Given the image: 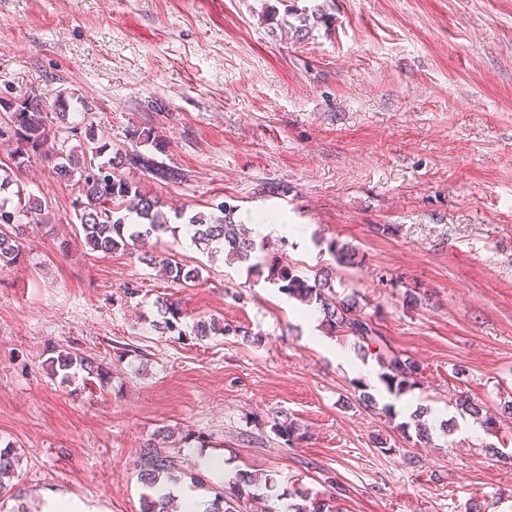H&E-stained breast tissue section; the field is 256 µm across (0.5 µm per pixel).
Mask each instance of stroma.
<instances>
[{
	"instance_id": "obj_1",
	"label": "stroma",
	"mask_w": 512,
	"mask_h": 512,
	"mask_svg": "<svg viewBox=\"0 0 512 512\" xmlns=\"http://www.w3.org/2000/svg\"><path fill=\"white\" fill-rule=\"evenodd\" d=\"M318 2L333 24L299 41L269 33L262 13L278 0H0V97L77 95L70 122L116 148L129 127L154 129L164 149L139 151L184 179L131 170L171 217L145 248L202 269L174 284L134 254L89 250L73 187L39 160L15 172L50 221L23 225V257L0 271V448L20 456L21 491L0 512H42L47 491L87 512H142L139 452L162 428L182 471L217 488L242 469L280 493L339 485L340 512H512V418L499 410L512 397V0ZM222 202L242 224L302 225L266 234L263 253L301 276L331 263L330 241L356 247L334 289L420 364L407 397L428 410L429 443L402 433L411 412L353 338L325 335L264 277L196 249L178 212ZM160 296L184 335L154 329ZM209 318L263 341L194 339ZM59 350L94 357L110 381L51 378ZM461 392L495 432L459 415ZM280 412L305 442L276 435ZM188 432L205 448L180 444ZM204 456L223 472L201 470Z\"/></svg>"
}]
</instances>
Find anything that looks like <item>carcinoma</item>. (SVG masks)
I'll list each match as a JSON object with an SVG mask.
<instances>
[{
  "label": "carcinoma",
  "instance_id": "1",
  "mask_svg": "<svg viewBox=\"0 0 512 512\" xmlns=\"http://www.w3.org/2000/svg\"><path fill=\"white\" fill-rule=\"evenodd\" d=\"M288 16L298 20V24L288 23L295 38L304 39L312 27L330 23L324 9L316 5L311 9L291 6ZM23 111L18 113L14 127L0 130V138L15 143L12 160L13 168L0 173V191L11 186L12 169L22 168L34 159H45L53 164L59 179L73 182L77 197L73 210L84 234V243L93 251L112 253L119 249H131L153 237L160 238L172 230L164 211L162 200L142 189L139 183L125 175V170L143 169L162 181H176L184 178L180 172L158 165L150 157L136 149H112V143L99 136L94 125L83 129L69 125L68 108L70 100L60 94L47 98L32 94L22 100ZM58 124L68 136L62 139L60 149L51 155L46 154L45 146L51 136L53 124ZM128 138L135 144L152 143L154 148H162L153 129L132 127L127 131ZM78 138V144L67 146L69 137ZM49 205L42 198L17 189L11 196L0 200V270L9 268L22 258V246L17 234L9 231L12 218L21 217L28 224H43L48 218ZM234 207L224 202L217 205L215 212H197L185 224V232L192 242L214 257L224 253L226 260L246 266L249 272H267L265 280L278 286L289 296L308 305H316L322 315L326 333L334 336L351 337L358 347L374 352L381 368V379L388 391L401 396L417 385L421 374L420 365L402 351L387 343L372 318L361 315L358 299L337 296L333 286V270L328 267L318 273L313 281L297 275L292 267L284 262L273 260L268 265L259 262L258 252L264 244L244 234L239 224L233 220ZM327 250L334 261L345 266L358 263L356 249L347 243L331 241ZM140 259L146 265L159 269L162 275L173 283H194L199 280L198 268L188 267L174 253L145 252ZM160 320L155 327L160 330L175 331L179 328L180 312L174 303L164 299L156 301ZM240 335L250 343H262V336L243 328L230 329L214 321L201 320L193 327V335L202 341L212 334L228 331ZM47 369L53 377L71 381L80 373L94 375L104 381L109 370L96 360L76 352L61 350L51 358ZM456 405L468 414L482 418L487 429L495 426V421L481 417L482 409L468 398L456 399ZM273 428L287 445H294L305 437L301 426L283 414L276 417ZM169 433L159 432L140 451V482L143 512H169L171 497L157 493L159 480L173 478L177 464L166 454ZM16 457L9 451L0 450V494L7 490L4 479L13 474ZM272 488V479L262 478L250 472H238L224 480L222 490L215 492L213 505L224 507V512H238L241 503L249 500L262 489ZM290 498L282 512H336L333 502L337 495L326 498L312 497L298 487L280 498Z\"/></svg>",
  "mask_w": 512,
  "mask_h": 512
}]
</instances>
